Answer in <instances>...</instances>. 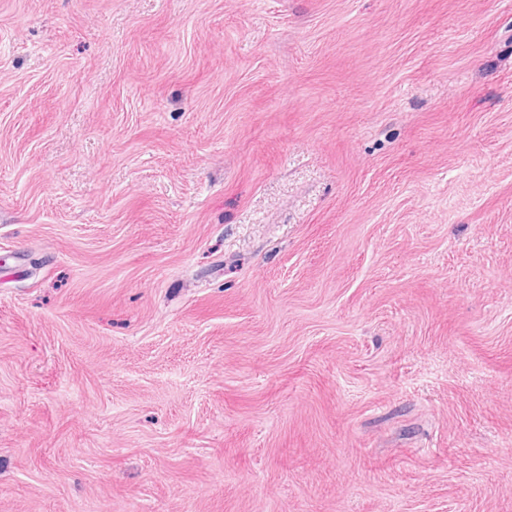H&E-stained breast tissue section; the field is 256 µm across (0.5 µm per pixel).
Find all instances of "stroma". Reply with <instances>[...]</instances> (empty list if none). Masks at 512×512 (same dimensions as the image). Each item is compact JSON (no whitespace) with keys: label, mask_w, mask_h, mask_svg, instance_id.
Returning <instances> with one entry per match:
<instances>
[{"label":"stroma","mask_w":512,"mask_h":512,"mask_svg":"<svg viewBox=\"0 0 512 512\" xmlns=\"http://www.w3.org/2000/svg\"><path fill=\"white\" fill-rule=\"evenodd\" d=\"M0 512H512V0H0Z\"/></svg>","instance_id":"stroma-1"}]
</instances>
